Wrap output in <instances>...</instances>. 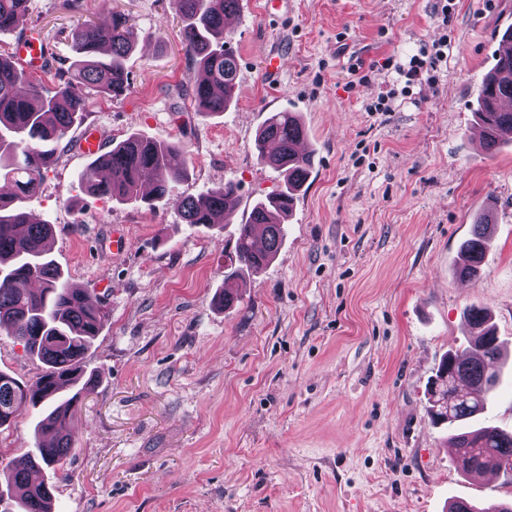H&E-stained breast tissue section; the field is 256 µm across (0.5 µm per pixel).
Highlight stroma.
I'll list each match as a JSON object with an SVG mask.
<instances>
[{
	"instance_id": "35a3bbf8",
	"label": "stroma",
	"mask_w": 512,
	"mask_h": 512,
	"mask_svg": "<svg viewBox=\"0 0 512 512\" xmlns=\"http://www.w3.org/2000/svg\"><path fill=\"white\" fill-rule=\"evenodd\" d=\"M240 0L228 25L239 63L224 113H199L174 0H29L14 52L39 31L54 87L71 68V34L87 19L126 15L138 38L129 89L85 90L82 121L26 206L53 226L50 257L103 313L88 351L93 392L79 403L74 449L48 471L52 512H448L458 498L512 502V483L465 476L432 424L427 388L445 353L462 348L466 310L489 308L512 348V144L486 151L474 132L477 88L512 26V0ZM449 34L437 79L402 83L407 61ZM278 55L276 78L263 72ZM360 65L367 83L353 85ZM390 99L387 112L367 106ZM301 115L312 174L270 265L246 274L240 298L217 304L224 256L256 201L283 175L257 157L270 113ZM104 150L131 134L183 149L186 178L150 208L89 193L79 174L86 127ZM239 187L223 223L191 226L176 200L225 181ZM492 248L461 281L460 244L485 208ZM127 245L117 251L113 234ZM0 370L35 379L39 360L0 332ZM20 413L0 431V483L34 447Z\"/></svg>"
}]
</instances>
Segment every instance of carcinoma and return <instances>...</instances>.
<instances>
[{
    "instance_id": "carcinoma-1",
    "label": "carcinoma",
    "mask_w": 512,
    "mask_h": 512,
    "mask_svg": "<svg viewBox=\"0 0 512 512\" xmlns=\"http://www.w3.org/2000/svg\"><path fill=\"white\" fill-rule=\"evenodd\" d=\"M27 4L28 0H0V33L20 25ZM174 5L184 22L187 57L202 71V78L191 86L192 101L204 114L222 113L234 98L238 77L237 59L224 41V18L238 11L239 0H174ZM74 42L73 72L59 78L52 89L0 54V177L17 189L8 198L0 195V330L44 364L43 372L28 382L0 372V428L9 426L23 406L37 414L35 430L41 441L29 450L27 462L38 469L62 466L73 450L74 413L93 389L92 379L85 378L84 358L100 331L102 316L99 309L87 306L79 290L62 281L46 249L51 225L32 222L24 202L84 112L85 97L74 92V85L92 87L113 99L125 95L126 57L136 43V33L124 16L113 13L81 23ZM502 99L512 100V54L496 60L477 90V124L484 130L488 151L512 142V111L497 107ZM305 137L295 112H273L260 127L258 157L285 173L284 184L256 204L249 222L240 225L229 263L258 271L278 253L290 216L284 203L296 201L312 166L311 156L296 153V145ZM185 171L179 146L130 135L95 159L81 183L98 196L150 205L169 199L172 184ZM236 199L237 184L228 181L179 201L177 208L186 223L213 226L224 223V214ZM491 219L488 212L473 224L471 237L461 246L459 276L479 275L491 244ZM256 224L266 226L260 240L253 234ZM238 288L237 271L225 274L224 305L237 300ZM488 321L487 308L474 305L467 310L469 352H450L441 359L428 389L429 412L435 423L448 424L455 456L464 453L472 460L462 468L464 473L479 475L493 469L509 477L512 432L477 424L497 396L504 350V342ZM53 489L51 483L33 485L28 469H16L0 485V505L10 506L3 512H51ZM448 512H512V502L478 507L456 501Z\"/></svg>"
}]
</instances>
